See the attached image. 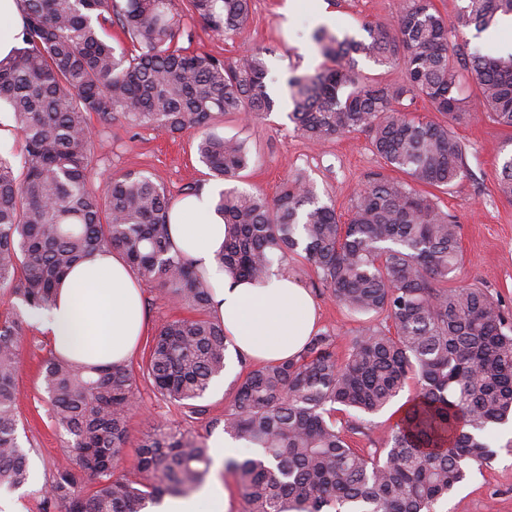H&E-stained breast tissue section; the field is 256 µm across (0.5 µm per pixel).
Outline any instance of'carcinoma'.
Here are the masks:
<instances>
[{
	"instance_id": "cac0c4a2",
	"label": "carcinoma",
	"mask_w": 512,
	"mask_h": 512,
	"mask_svg": "<svg viewBox=\"0 0 512 512\" xmlns=\"http://www.w3.org/2000/svg\"><path fill=\"white\" fill-rule=\"evenodd\" d=\"M228 37L251 0H191ZM21 47L0 59V102L24 144L21 172L0 155V288L26 310H48L74 264L103 249L122 252L141 279L197 316L164 323L141 365L159 394L199 413L195 401L226 367L229 338L209 316L211 282L174 249L173 197L141 172L101 181L91 160L90 115L118 112L133 126L198 134L214 180L251 163L245 140L217 132L227 114L259 118L277 108L264 50L234 60L177 46L172 0H23ZM512 16V0H463L453 28L483 31ZM117 24L128 45L112 43ZM451 28V29H453ZM432 0H402L388 23L362 37L318 29L326 64L287 82L294 130L313 142L364 132L386 168L357 193L347 222L296 173L272 199L229 187L215 209L228 227L220 262L230 275L265 283L288 260L350 314L384 317L355 337L345 357L319 331L295 357L250 368L236 381L228 436L258 450L232 460L246 512H433L487 464L491 430L512 417V319L485 290L448 287L461 261L460 227L428 189L448 190L465 172L453 128L472 117L459 95L467 70L495 123L512 127V54L468 55L451 40ZM402 69L400 82H365L358 58ZM427 99L441 119L410 116ZM512 198V156L498 176ZM28 322L0 320V487L29 481L18 443L16 374ZM417 394L384 446L352 447L365 417L388 407L407 381ZM41 380L54 420L71 436L79 468H56L45 509L146 512L198 488L212 458L205 437L157 426L139 445L137 478L116 474L136 404L132 366L86 365L49 352Z\"/></svg>"
}]
</instances>
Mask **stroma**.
<instances>
[{"label":"stroma","instance_id":"obj_1","mask_svg":"<svg viewBox=\"0 0 512 512\" xmlns=\"http://www.w3.org/2000/svg\"><path fill=\"white\" fill-rule=\"evenodd\" d=\"M175 7L181 19V47L223 59L251 49L265 52L279 106L250 122L232 114L217 120L221 133L245 139L251 147L253 163L243 172L241 186L257 188L271 198L295 171L302 170L313 179L319 197L332 201L338 215L348 216L356 192L374 174L382 172L384 164L373 152L366 133L345 134L320 144L297 134L287 117L285 80L293 71L311 72L322 65L323 57L312 39L314 30L323 27L339 35H362L365 23L392 21L397 0H323L317 10L310 0H253L248 22L228 38L212 31L189 0H175ZM460 94L472 114L470 121L455 129L467 147V171L448 192L438 195L441 208L455 215L461 226L463 263L453 283L486 289L504 314L512 317V198L502 196L497 185L501 163L512 152L506 145L512 138V128L487 118L470 73L462 75ZM91 123V157L99 174L141 172L176 198L188 184L211 185L207 169L196 154L193 134L173 139L147 126L129 127L120 117L105 120L95 116ZM143 294L146 337L130 359L135 367L145 362L148 338L161 324L191 314L190 309L162 298L153 287H144ZM313 297L319 309L320 329L335 334L336 351L345 355L354 337L373 324V317L348 314L328 293L317 290ZM50 348L48 336L37 324H30L21 347L17 386L23 421L20 442L29 452L31 479L25 486L0 490V512H44L42 491L57 465L66 459L68 437L47 411L40 376V362ZM241 370V365H234L232 371L213 383L199 401L203 413L196 420L166 401L146 376H137V405L128 421L121 471L132 470L137 446L154 426L200 434L208 422L216 424L223 419L232 407L234 381ZM415 392V383H407L389 407L368 417L366 434L356 438V446L381 447ZM491 442L493 460L471 467L468 479L440 500L435 512H512V424L493 429Z\"/></svg>","mask_w":512,"mask_h":512}]
</instances>
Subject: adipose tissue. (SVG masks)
Instances as JSON below:
<instances>
[{
    "mask_svg": "<svg viewBox=\"0 0 512 512\" xmlns=\"http://www.w3.org/2000/svg\"><path fill=\"white\" fill-rule=\"evenodd\" d=\"M217 195L205 189L180 198L169 211L172 245L213 284L211 315L239 354L250 361L296 356L317 331L315 302L288 271L265 284L235 281L221 268L226 227L215 211ZM56 351L87 363L126 364L144 334L142 284L123 255L105 250L75 265L55 306L41 316ZM227 494L212 482L188 498L163 502L159 512H226Z\"/></svg>",
    "mask_w": 512,
    "mask_h": 512,
    "instance_id": "ef3b65f1",
    "label": "adipose tissue"
}]
</instances>
